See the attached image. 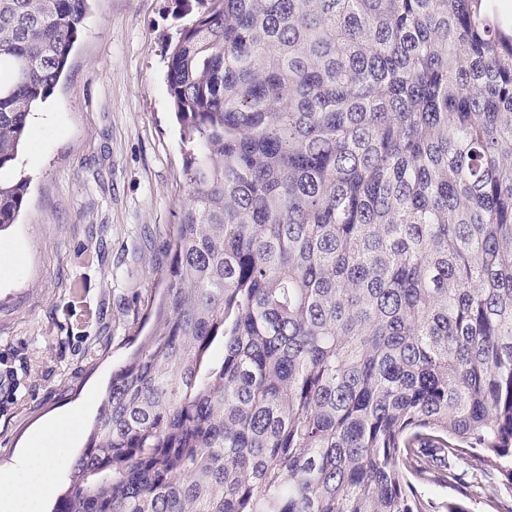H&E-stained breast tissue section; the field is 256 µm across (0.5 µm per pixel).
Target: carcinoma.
Instances as JSON below:
<instances>
[{"instance_id": "obj_1", "label": "carcinoma", "mask_w": 512, "mask_h": 512, "mask_svg": "<svg viewBox=\"0 0 512 512\" xmlns=\"http://www.w3.org/2000/svg\"><path fill=\"white\" fill-rule=\"evenodd\" d=\"M198 4L154 328L52 512H512V25L494 0ZM88 7L0 0V172ZM27 189L0 176V232ZM437 475L463 498H424Z\"/></svg>"}]
</instances>
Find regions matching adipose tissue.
<instances>
[{"mask_svg": "<svg viewBox=\"0 0 512 512\" xmlns=\"http://www.w3.org/2000/svg\"><path fill=\"white\" fill-rule=\"evenodd\" d=\"M74 433L72 416L52 420L28 448L19 470L0 478V504L8 512H42L55 482L56 452L72 442Z\"/></svg>", "mask_w": 512, "mask_h": 512, "instance_id": "adipose-tissue-1", "label": "adipose tissue"}]
</instances>
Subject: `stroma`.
Returning a JSON list of instances; mask_svg holds the SVG:
<instances>
[{"mask_svg": "<svg viewBox=\"0 0 512 512\" xmlns=\"http://www.w3.org/2000/svg\"><path fill=\"white\" fill-rule=\"evenodd\" d=\"M197 12L196 0H93L31 114L13 171L30 186L0 232V475L49 419L72 413L63 492L113 370L151 328L187 198L166 62Z\"/></svg>", "mask_w": 512, "mask_h": 512, "instance_id": "obj_1", "label": "stroma"}]
</instances>
